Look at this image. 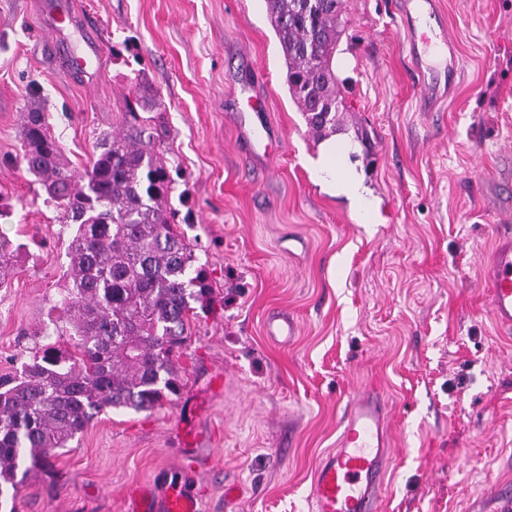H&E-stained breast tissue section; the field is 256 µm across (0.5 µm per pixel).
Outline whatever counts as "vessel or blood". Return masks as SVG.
<instances>
[{
	"label": "vessel or blood",
	"mask_w": 512,
	"mask_h": 512,
	"mask_svg": "<svg viewBox=\"0 0 512 512\" xmlns=\"http://www.w3.org/2000/svg\"><path fill=\"white\" fill-rule=\"evenodd\" d=\"M41 12L54 38L59 63L69 71L88 73L100 62L102 47L90 34H82V47L72 50L67 33L75 16L71 0H41ZM399 23L413 65L414 86L421 98L437 99L441 87L428 75L424 57L447 54L457 62L456 47L448 37L420 41L414 22L435 17L438 0H399ZM490 311L503 329H512V232L500 234L487 274ZM392 412L388 399L368 390L349 398L337 448L321 459L310 489L312 512H381V489L389 460L387 422ZM127 512H200L198 499L178 485L162 490L137 488L129 494Z\"/></svg>",
	"instance_id": "b4317fda"
}]
</instances>
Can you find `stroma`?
I'll return each instance as SVG.
<instances>
[{
  "mask_svg": "<svg viewBox=\"0 0 512 512\" xmlns=\"http://www.w3.org/2000/svg\"><path fill=\"white\" fill-rule=\"evenodd\" d=\"M39 0H0V241L20 246L0 286V375L56 342L65 223L21 161L22 116L45 103L70 169L119 132L135 89L155 96L171 203L214 301L190 321L179 396L95 418L0 512H124L142 484H185L202 512H310L343 407L375 384L393 401L382 512H483L512 485V331L494 323L484 270L496 238L488 179L512 201V0H440L461 73L423 112L395 0H342L333 63L348 109L336 162L371 208L329 192L324 144L290 98L266 0H75L103 50L94 75L55 63ZM260 93L273 160L229 118ZM295 327L286 343L270 319Z\"/></svg>",
  "mask_w": 512,
  "mask_h": 512,
  "instance_id": "35a3bbf8",
  "label": "stroma"
}]
</instances>
